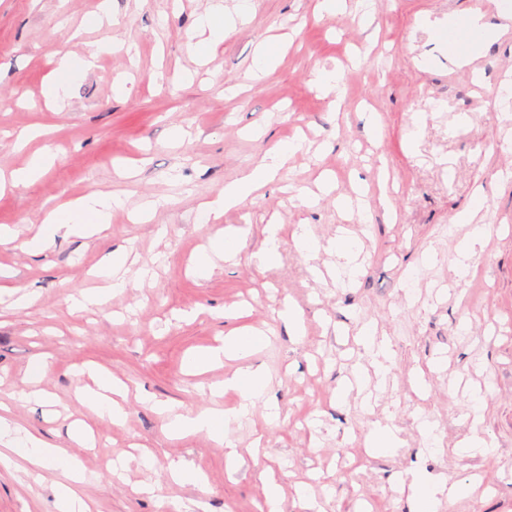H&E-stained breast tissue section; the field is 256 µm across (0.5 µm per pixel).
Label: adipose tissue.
Segmentation results:
<instances>
[{"label":"adipose tissue","instance_id":"adipose-tissue-1","mask_svg":"<svg viewBox=\"0 0 512 512\" xmlns=\"http://www.w3.org/2000/svg\"><path fill=\"white\" fill-rule=\"evenodd\" d=\"M248 6L240 0L235 14H224L216 9L201 15L197 20L200 40L193 45L196 58H205L213 43L223 40L227 33L235 29L239 21L245 20ZM470 38L463 50L454 52L452 59L457 66H469L475 60L485 43L499 41L512 30V15L502 14L499 24L488 25L483 14L474 12L463 21ZM98 49H91L87 55L75 57L68 53H57L56 66L52 77L44 89L45 98L51 103L62 102L77 74L88 71ZM303 147L299 141H284L269 150L253 168L240 178L225 183L217 196L204 203L203 213L206 220L218 221L226 209L239 206L247 201L260 188L275 183L281 171L287 167L290 158ZM123 201L112 194H92L62 204L45 213L41 225L34 237L22 245L24 251L39 255L48 250L58 238H90L100 234L110 222L113 211L122 208ZM245 245L243 234L236 229L221 228L208 238V244L200 251L194 261L197 272L207 273L217 261L231 262L237 259ZM130 253L120 247L110 252L100 271L107 281L106 286L80 292L73 297L74 309L80 310L106 303L113 289L123 287L120 277ZM266 343L264 332L246 327L232 331L224 338L223 346L210 348L190 356L187 360L189 371L199 373L221 363L222 359L238 355L252 354ZM92 383L82 389L78 398L89 409L103 419L118 425L125 419V412L118 398L123 394V386L111 373L95 370L91 373ZM268 385L265 371L259 367L239 368L224 383L214 389L215 395L224 391H235L240 397L236 409L227 411L222 407H205L194 411L178 412L164 402H154L155 411L163 416L165 430L169 437L179 438L190 434H203L221 442L226 449L225 459L228 470H235L241 456L236 444L227 436L231 423L247 417L256 403L264 396ZM0 446L22 457L33 468H51L65 476L66 481L56 487L55 507L57 512H89L85 500L75 490L77 484L85 480L79 461L64 454L60 448L44 440L37 432L12 424L0 415ZM473 491L472 485L455 483L444 485L418 476L408 485L409 498L414 512H437L441 497L460 500Z\"/></svg>","mask_w":512,"mask_h":512}]
</instances>
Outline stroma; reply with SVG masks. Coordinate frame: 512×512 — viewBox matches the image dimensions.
<instances>
[{
    "label": "stroma",
    "mask_w": 512,
    "mask_h": 512,
    "mask_svg": "<svg viewBox=\"0 0 512 512\" xmlns=\"http://www.w3.org/2000/svg\"><path fill=\"white\" fill-rule=\"evenodd\" d=\"M237 2L0 0V173L38 151L53 156L35 183L0 193V225L14 235L0 246V270L37 294L24 310L0 302V403L80 461L91 512H174L192 500L207 512H262V469L275 475L286 512H302V484L325 512H411L401 482L416 473L449 484L478 480L471 497L443 502L440 512H512V179L500 177L512 171V146L494 105L512 73V32L460 68L420 22L478 11L498 23L484 0H376L368 23L357 0L331 18L319 16L318 0H252L246 21L198 62L199 15ZM103 3L110 21L83 27ZM270 38L282 44L274 71L246 80L258 44ZM111 41L124 51L101 54L63 106L47 104L55 52L83 56ZM475 67L484 75L479 85ZM324 68L342 73L340 106L316 82ZM373 113L382 127L376 145L367 131ZM462 114L469 124H458ZM37 126L48 135L17 147L18 134ZM177 127L186 133L180 143L172 139ZM298 132L310 151L220 220L246 233L237 261L198 277L194 257L215 228L200 203ZM358 188L368 213L339 209L337 196ZM97 191L126 198L105 231L57 239L39 257L22 250L46 208ZM150 197L168 204L149 222H133ZM475 205L489 230L460 279L453 261L471 227L455 218ZM268 224L283 230L279 261L264 267L255 255ZM300 224L321 242L317 253L296 246ZM341 236L363 266L352 282L349 259L334 247ZM117 245L137 258L127 287L104 306L73 310L70 294L101 287L94 271ZM143 267L154 273L144 283ZM287 302L306 319L303 338L289 336L277 317ZM366 322L389 342L392 367L337 401ZM242 323L272 332L248 362L268 371L280 421L266 424L259 406L234 426L243 461L231 473L223 445L200 434L167 438L151 403L210 405L211 386L237 361L197 374L184 362ZM43 354L48 410L21 396L28 366ZM83 364L126 384L123 425L77 399V387L90 381L75 372ZM425 417L436 424L430 441L420 431ZM77 419L93 431L94 446L70 438ZM378 424L393 427L401 445L365 456L364 438ZM474 432L489 454L462 451ZM173 460L203 470L206 488L173 482ZM60 480L51 469L37 482L0 465V512H56Z\"/></svg>",
    "instance_id": "1"
}]
</instances>
